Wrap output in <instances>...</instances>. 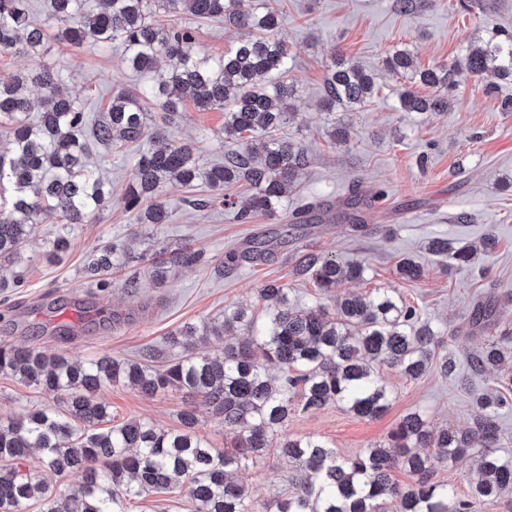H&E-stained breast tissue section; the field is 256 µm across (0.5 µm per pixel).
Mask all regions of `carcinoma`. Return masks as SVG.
I'll return each mask as SVG.
<instances>
[{"label": "carcinoma", "instance_id": "1", "mask_svg": "<svg viewBox=\"0 0 512 512\" xmlns=\"http://www.w3.org/2000/svg\"><path fill=\"white\" fill-rule=\"evenodd\" d=\"M187 13L198 20L222 18L245 35L213 56L196 46L189 27L159 24L154 15ZM277 0H94L83 9L80 0H51L47 26L30 21L28 0H0V50L30 57L50 51L49 39L79 48L86 43L124 45L132 69L152 73L161 58L168 69L146 89L125 90L112 97L102 117L88 122V113L62 90V79L49 66L0 79V123H9V147L0 150V259L21 257L34 225L58 224L46 241L44 255L54 262L71 245L77 224H93L111 198L102 175L89 162L90 148L108 150L144 139L163 138L164 123L179 116L184 95L200 112L224 113V164L200 163L192 142L149 148L138 159L124 206L138 224H164L168 213L161 200L165 185H202L209 194L188 200L194 207L220 205L236 209L224 193L241 181L252 189L248 206L237 209L247 223L256 212L273 213L298 176L308 168V150L277 135L290 121L298 87L288 79L292 54L276 35ZM384 67L411 83L434 89L429 95L411 86L399 91L405 112H446L448 93L461 75L487 70L512 79V32L492 33L467 50L465 66L438 64L413 68L411 50L395 47ZM42 95L44 110L35 122L28 87ZM378 92L373 75L333 51L323 80L322 108L334 112L365 106ZM162 112L149 123L146 104ZM371 202L353 186L345 215L355 232L367 228ZM269 241L258 240L243 251H228L214 266L222 274L244 259H258ZM428 250L457 264L475 260L467 246L434 240ZM139 261L119 245L94 247L84 275L102 290ZM150 274L158 286L169 268L206 265L200 249L183 245L162 249L150 258ZM398 275L422 277L423 267L410 258L400 261ZM301 272L324 294L348 280L363 277L364 265H346L315 256ZM265 314L258 320L236 307L218 324L188 323L166 336L177 350L162 366L102 356L74 362L63 354L0 341V374L59 395L60 407H36L0 423V512H25L35 500L41 512H127L128 501L145 493L180 488L192 512H489L504 491L512 492V457L496 451L502 395L478 394L474 425L465 430L437 428L417 412L404 415L386 442L343 456L314 436L279 433L295 413L337 404L361 418H376L389 407L393 391L380 377L384 368L417 379L436 366L455 374V360L440 348L445 337L420 320V312L392 290L369 297L342 296L333 311L323 306H289L288 288L276 281L258 291ZM496 305L480 303L471 316L481 330L496 326ZM219 341L214 354L193 351L197 341ZM280 368L272 380L269 365ZM505 352L495 340L484 344L470 361L474 374L501 372ZM122 383L146 398L178 391L190 397L179 412L180 426L162 430L130 420L112 425L105 389ZM205 406L233 434L232 448H215L198 432V407ZM41 452L42 470L73 478L55 489L23 472L32 450ZM301 470L293 490L264 503L253 497L236 474L256 464L269 451ZM471 454L478 458V477L471 494L459 499L448 485L435 480L436 469ZM405 472L399 483L393 472Z\"/></svg>", "mask_w": 512, "mask_h": 512}]
</instances>
